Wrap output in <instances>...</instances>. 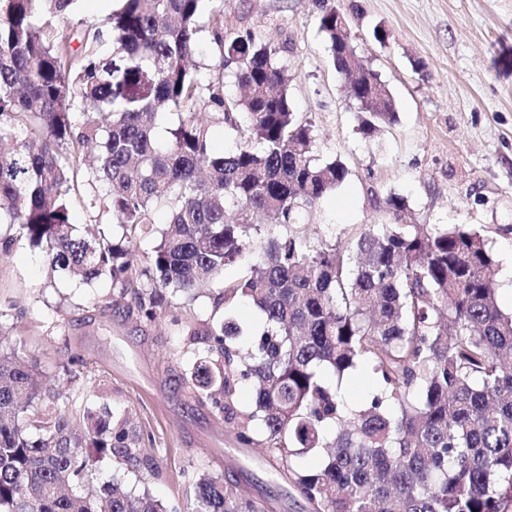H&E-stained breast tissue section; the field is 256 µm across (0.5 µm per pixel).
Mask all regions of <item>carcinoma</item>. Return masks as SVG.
Returning <instances> with one entry per match:
<instances>
[{"label": "carcinoma", "mask_w": 512, "mask_h": 512, "mask_svg": "<svg viewBox=\"0 0 512 512\" xmlns=\"http://www.w3.org/2000/svg\"><path fill=\"white\" fill-rule=\"evenodd\" d=\"M77 2L0 0V227L15 230L0 234V258L24 239L85 284L110 277L148 321L158 293L191 294L245 261L223 299L260 312L258 337L242 342L231 317L204 323L192 335L207 349L185 379L236 422L239 445L254 444L259 424L275 471L314 512H512V313L497 303L483 236L464 224H404L405 202L390 196L391 222L366 224L345 245L313 241L303 226L348 170L316 158L276 52L224 34L212 9L219 69L245 90L231 101L222 76L192 67L203 0H120L99 25L56 31L52 20ZM320 12L367 124L393 121L379 76L353 70L346 14L336 0H320ZM201 105L236 131L233 148L215 152ZM164 113L175 120L159 139ZM75 201L119 239L78 234ZM153 235L144 268L136 245ZM363 364L373 382L353 408L341 384ZM83 369L75 355L62 365L73 382ZM53 379L0 351V512H168L117 481L94 489L100 459L148 470L150 458L130 416L60 403ZM249 382L255 401L240 415L234 397ZM320 448L322 464L298 468ZM184 475L194 512H270L234 478Z\"/></svg>", "instance_id": "cac0c4a2"}]
</instances>
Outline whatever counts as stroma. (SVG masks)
<instances>
[{
	"label": "stroma",
	"mask_w": 512,
	"mask_h": 512,
	"mask_svg": "<svg viewBox=\"0 0 512 512\" xmlns=\"http://www.w3.org/2000/svg\"><path fill=\"white\" fill-rule=\"evenodd\" d=\"M216 4L225 33L250 32L278 49L290 100L311 121L318 155L349 170L313 213L311 236L344 241L362 225L389 223L383 200L401 196L406 223L465 224L486 238L498 263V303L511 313L512 0H339L359 56L395 103L394 120L370 134L319 31L318 0H205L197 63L206 69L220 58L209 25ZM377 28L384 40L374 39ZM220 293L213 283L192 300L167 294L157 321H145L128 314L109 278L80 283L22 241L0 259V305H15L0 348H18L47 371L81 356L88 390L61 375L55 394L82 403L92 392L132 417L159 474L106 458L97 464L96 489L117 477L167 512H192L193 490L182 475L192 465L216 477L245 474L244 489L276 500L278 512H312L275 475L263 432L251 447H238L208 397L182 383L204 350L191 342V329L227 313L248 333L260 329L254 307L224 310Z\"/></svg>",
	"instance_id": "1"
}]
</instances>
